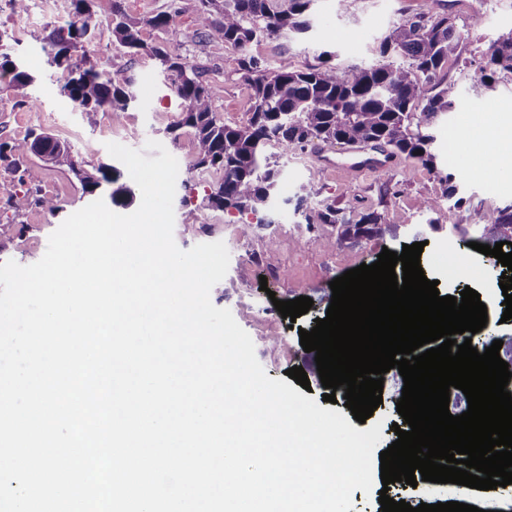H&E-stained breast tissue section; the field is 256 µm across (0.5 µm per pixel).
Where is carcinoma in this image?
Returning <instances> with one entry per match:
<instances>
[{"label":"carcinoma","mask_w":512,"mask_h":512,"mask_svg":"<svg viewBox=\"0 0 512 512\" xmlns=\"http://www.w3.org/2000/svg\"><path fill=\"white\" fill-rule=\"evenodd\" d=\"M313 0H199L197 21L204 34L240 51L241 66L248 75L252 105L245 121L234 126L218 119L214 102L219 91L203 79L201 71L177 53L150 46L141 38V22L130 18L115 4L112 19L103 20L94 0H71V13L63 25L52 29L47 62L60 71V93L71 100L89 123L108 109L116 121L133 100L129 88L115 81L111 72L87 64L90 43L106 33L112 44L129 55L146 54L161 70L176 78L175 93L182 100V124L193 129L195 167L214 170L218 180L205 189L203 204L224 212L253 216L254 223L240 225L245 238L256 228L268 227L267 218L279 197L278 160L266 154L274 145L280 155L304 149L314 141L325 143L368 142L379 149L389 147L405 159L438 172L433 131L441 116L454 104L455 86L443 84L440 73L448 60L459 56L463 34L446 15L403 18L384 36L379 60L369 67L340 68L331 64L327 51L320 63L305 71L283 59L267 66L249 54L254 43L299 33L308 28L303 15ZM502 73L512 74V32L498 38L480 55L477 75L490 88ZM9 76L8 87L23 89L33 78L6 53L0 52V76ZM436 93L429 94L430 90ZM45 163L66 166L88 193L106 183L112 186L113 205L126 207L134 191L123 181V173L109 165L89 172L77 166L70 147L48 133L34 131L22 139L0 142V161L21 171V183L37 193L36 203L54 214L59 202L40 194L43 168L29 163L30 156ZM312 189L297 186L296 211L306 229L315 233L311 241L325 250L342 246L345 240L397 236V227L384 223L372 211L353 220L331 204L311 208ZM495 246L505 242L503 252H512V205L499 211L494 223L482 228L478 238ZM496 339L512 364V336L478 339L479 353Z\"/></svg>","instance_id":"carcinoma-1"}]
</instances>
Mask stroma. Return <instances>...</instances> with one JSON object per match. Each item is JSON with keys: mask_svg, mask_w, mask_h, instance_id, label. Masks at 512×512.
<instances>
[{"mask_svg": "<svg viewBox=\"0 0 512 512\" xmlns=\"http://www.w3.org/2000/svg\"><path fill=\"white\" fill-rule=\"evenodd\" d=\"M116 3L129 16L143 20L159 12L172 13L174 20L168 28L143 27L142 39L148 45L181 54L202 71L204 79L220 88L215 110L225 123L233 125L247 118L250 89L241 56L233 48L202 36L196 21L197 0H95V8L108 19ZM442 13L448 14L464 34L458 58L449 60L441 74L444 83L458 88L459 101L436 128L441 166L456 174L463 198L462 204L452 209L435 208L443 186L435 173L418 163L402 159L391 169L347 181L335 171L321 168L309 147L281 161L282 202L274 214V224L242 238L237 213L202 204L203 186L214 174L194 166L193 131L180 123L183 107L171 76L163 74L154 59L128 55L108 36L98 37L91 45L90 62L106 67L113 78L128 84L134 100L122 121H115L112 113L104 110L98 113L96 124H88L82 112L61 95L60 74L46 62L42 46L52 27L43 17L41 0H29L27 13L20 16L10 6H0V29L8 31L13 55L34 78L22 91L0 90V138L21 139L30 131H45L66 142L75 160L89 171L113 164L107 143L141 150L147 141L160 142L179 164L174 213L182 215L189 207L196 210L199 221L198 227L189 229L175 224L176 244L188 250L200 243L221 241L230 254L224 281L211 290L212 303L229 309L249 334L269 378L281 380L286 370L303 367L311 383V397L319 402L324 389L315 355L303 350L299 332L312 329L316 319L325 318L333 279L343 275L349 264L374 263L382 250L398 253L403 245L423 243L420 265L426 277L438 279L440 294L456 297L464 288H472L493 306L489 332L512 336V319L503 320L504 297L492 279L473 278L466 271L450 269L439 257L440 251L448 248L469 257L474 266H484L482 253L470 250L465 239L475 236L483 225L494 223L499 211L512 205V174L500 172L493 164V147H486L477 158L448 147L452 128L462 129L492 115L512 117V75H500L490 90L479 86L476 75L481 53L493 40L512 32V0H314L306 32L267 39L251 48L252 55L268 63L285 58L298 70L317 64V56L324 50L334 52L340 67H367L378 61L377 47L393 23L419 14ZM300 183L312 186L320 199L348 215L378 211L386 223L398 226V239H363L345 245L336 254L323 252L310 242L293 213L291 198ZM41 188L58 198V213L43 211L21 184L18 172L0 163V263L12 260L26 266L39 261L49 236L69 215L94 198L105 199L110 194L106 186L93 195L83 192L67 167L53 165L46 166ZM458 224L465 227V234L455 232ZM271 235L278 241L273 248L267 245ZM271 268L283 269V277L261 282V275ZM300 296L313 299L315 312L303 314L293 323L283 319L274 300ZM274 337L281 338L280 346H271ZM401 382L399 373L386 374L383 402L372 415L373 421L382 424V440L376 446L380 452L396 439L392 423L402 420L392 400ZM384 491L414 507L425 500L421 488L396 483L386 487L378 482L371 494L359 489L353 492L352 512H382L378 498Z\"/></svg>", "mask_w": 512, "mask_h": 512, "instance_id": "1", "label": "stroma"}]
</instances>
